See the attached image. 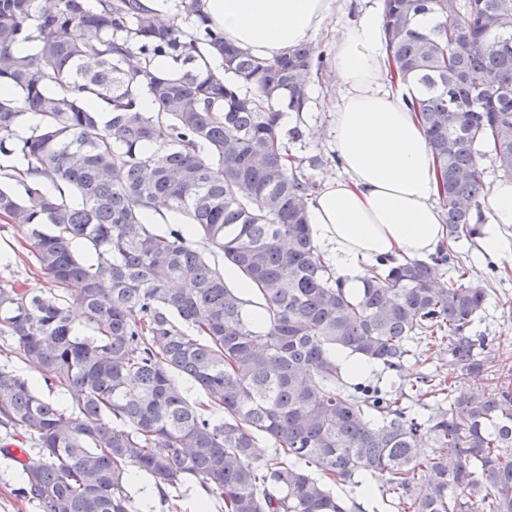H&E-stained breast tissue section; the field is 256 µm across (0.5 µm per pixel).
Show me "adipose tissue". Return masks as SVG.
Wrapping results in <instances>:
<instances>
[{
    "mask_svg": "<svg viewBox=\"0 0 512 512\" xmlns=\"http://www.w3.org/2000/svg\"><path fill=\"white\" fill-rule=\"evenodd\" d=\"M224 37L274 59L344 14L348 0H202ZM380 10L368 9L332 45L331 69L342 87L330 130L343 176L324 180L309 209L312 234L349 292L363 286L377 257L425 258L446 242L437 206L436 161L408 103L415 82L391 77ZM482 250L512 256V180L486 198Z\"/></svg>",
    "mask_w": 512,
    "mask_h": 512,
    "instance_id": "ef3b65f1",
    "label": "adipose tissue"
}]
</instances>
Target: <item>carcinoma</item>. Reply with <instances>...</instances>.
Wrapping results in <instances>:
<instances>
[{"instance_id":"cac0c4a2","label":"carcinoma","mask_w":512,"mask_h":512,"mask_svg":"<svg viewBox=\"0 0 512 512\" xmlns=\"http://www.w3.org/2000/svg\"><path fill=\"white\" fill-rule=\"evenodd\" d=\"M201 2L166 15L142 0H0V155L41 177L22 195L0 186V218L53 282L0 280V335L72 403L0 366V428L40 448L20 493L41 512H154L135 506L131 465L158 488L196 481L220 512H366L334 487L385 473L400 512H512V381L478 391L423 374L386 388L350 382L336 362L347 351L399 372L446 343L461 374L482 373L484 282L446 246L381 258L346 291L308 220L307 169L322 157L298 156L304 132L281 129L282 107L307 108L323 55L306 42L258 58ZM422 14L442 21L424 32ZM383 23L397 74L420 89L410 107L448 237L469 241L477 159L512 178V0H384ZM31 41L34 53L17 52ZM28 110L40 122L20 139ZM161 203L180 225L145 222ZM217 254L254 299L226 284ZM446 267L455 277L440 287ZM181 377L207 402H190ZM412 397L432 400L426 420Z\"/></svg>"}]
</instances>
